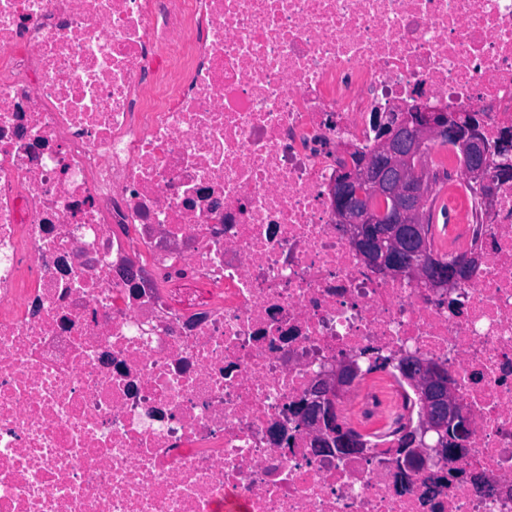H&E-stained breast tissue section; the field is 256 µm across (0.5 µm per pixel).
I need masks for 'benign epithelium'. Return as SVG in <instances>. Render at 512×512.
<instances>
[{
  "instance_id": "benign-epithelium-1",
  "label": "benign epithelium",
  "mask_w": 512,
  "mask_h": 512,
  "mask_svg": "<svg viewBox=\"0 0 512 512\" xmlns=\"http://www.w3.org/2000/svg\"><path fill=\"white\" fill-rule=\"evenodd\" d=\"M382 135L375 150L364 156H348L329 186L337 223L345 226L354 246L364 252L365 261L384 274L409 278L429 288L446 290L466 279L475 264L461 256L447 265L427 257L422 232L423 208L429 186L423 175L425 144L451 133L462 144L467 181L484 187L486 202L492 201L493 179L486 159L493 153L502 162L499 171L512 173V133L488 144L481 135L480 117L466 112L449 113L422 103L397 113H385L380 122ZM387 198L391 206L377 208L374 199ZM412 253L425 258L417 265L408 260ZM400 370L417 389L423 416L412 432L414 451L409 457L429 462L443 459L452 435L469 437L470 425L453 393L451 379L428 361L407 355ZM358 372L353 360L319 374L298 413L302 426L327 432L348 454L364 452L360 439L348 432L336 416V396L344 392Z\"/></svg>"
}]
</instances>
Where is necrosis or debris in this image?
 <instances>
[{"label":"necrosis or debris","mask_w":512,"mask_h":512,"mask_svg":"<svg viewBox=\"0 0 512 512\" xmlns=\"http://www.w3.org/2000/svg\"><path fill=\"white\" fill-rule=\"evenodd\" d=\"M512 130V0H0V512H512V180L448 150V292L370 268L328 186L420 100ZM411 353L457 456L406 464ZM367 451L294 414L321 369Z\"/></svg>","instance_id":"necrosis-or-debris-1"}]
</instances>
